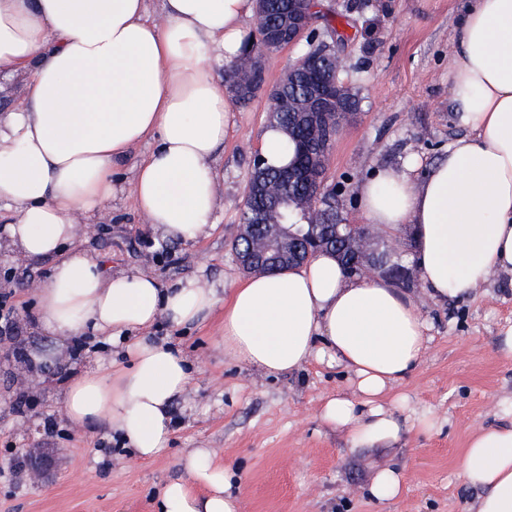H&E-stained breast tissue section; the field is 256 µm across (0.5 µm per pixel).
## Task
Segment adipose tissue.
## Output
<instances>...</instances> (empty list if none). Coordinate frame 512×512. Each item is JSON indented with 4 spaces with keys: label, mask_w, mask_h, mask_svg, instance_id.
<instances>
[{
    "label": "adipose tissue",
    "mask_w": 512,
    "mask_h": 512,
    "mask_svg": "<svg viewBox=\"0 0 512 512\" xmlns=\"http://www.w3.org/2000/svg\"><path fill=\"white\" fill-rule=\"evenodd\" d=\"M0 0V71L25 73L23 111L0 110V236L30 260L53 259L37 321L67 339L129 334L128 360L78 374L65 393L76 426L119 432L138 457L168 447L171 405L191 381L183 350L148 337L224 311L225 354L266 375L329 358L354 376L357 399L332 396L323 422L353 446L398 439L382 403L419 365L426 322L390 280L348 275L335 254L253 275L229 300L196 280L165 288L151 274L105 273L73 248L77 217L96 215L121 187L114 175L136 145L135 204L161 238L208 236L233 101L220 69L242 54L255 0ZM448 63L453 110L469 131L424 177L385 167L358 189L364 223L415 229L419 276L431 299L462 297L493 271L512 272V0H464ZM158 512H239L234 474L209 449L183 460ZM462 474L480 494L469 512H512V423L468 442Z\"/></svg>",
    "instance_id": "adipose-tissue-1"
}]
</instances>
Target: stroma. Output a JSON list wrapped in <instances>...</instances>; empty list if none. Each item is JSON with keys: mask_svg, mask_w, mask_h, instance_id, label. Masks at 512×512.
<instances>
[{"mask_svg": "<svg viewBox=\"0 0 512 512\" xmlns=\"http://www.w3.org/2000/svg\"><path fill=\"white\" fill-rule=\"evenodd\" d=\"M350 5L336 23L348 41L344 80L359 88L357 119L337 138L326 172L345 223H360L359 184L385 166L415 161L426 169L468 134L451 110L448 57L462 0H321ZM270 104L258 93L236 105L219 159L221 206L210 235L183 245L163 241L135 206L131 163L118 174L124 190L78 248L100 258L106 272H145L163 287L197 278L230 297L244 274L231 240L240 223L252 157L260 147ZM52 260L30 262L0 250L17 317L0 345V512H157L161 487L182 476V457L210 448L236 474L240 512H469L480 491L462 476L472 434L512 421V353L503 336L512 328V274L497 272L460 300L428 301L423 314L430 341L421 363L399 386L408 398L394 412L404 424L398 440L353 447L349 433L319 418L332 396L353 397L352 374L335 363L267 376L218 349L223 313L173 331L159 321L151 334L175 343L192 362V382L175 401L177 423L167 449L141 461L110 431L73 426L63 413L61 373L121 363L123 349L96 338L74 353L32 322L35 292ZM53 418L56 435L44 421ZM433 421L421 429L420 418ZM402 474L393 500L372 498L375 474ZM42 483L30 481L32 469Z\"/></svg>", "mask_w": 512, "mask_h": 512, "instance_id": "stroma-1", "label": "stroma"}]
</instances>
